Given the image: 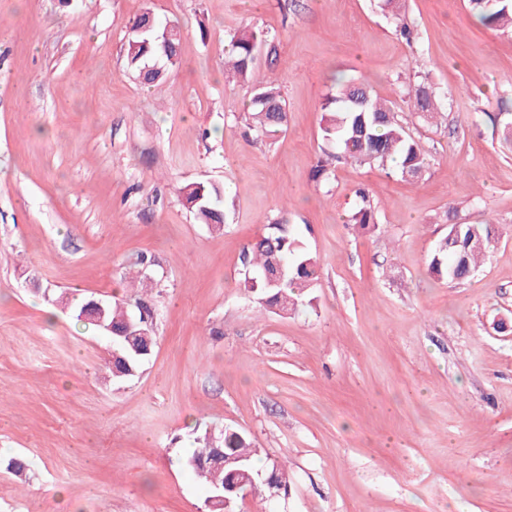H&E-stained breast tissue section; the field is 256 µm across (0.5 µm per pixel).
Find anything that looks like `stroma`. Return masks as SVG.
Instances as JSON below:
<instances>
[{
    "instance_id": "stroma-1",
    "label": "stroma",
    "mask_w": 512,
    "mask_h": 512,
    "mask_svg": "<svg viewBox=\"0 0 512 512\" xmlns=\"http://www.w3.org/2000/svg\"><path fill=\"white\" fill-rule=\"evenodd\" d=\"M146 10L183 32L152 88L124 56ZM405 16L411 44L377 0H0V512H206L179 463L198 425L288 465L285 492L234 512H512V36L466 0ZM249 28L266 34L253 80L286 101L270 138L246 126L249 84L224 81V39ZM339 75L392 102L429 156L418 182L351 161L312 180ZM419 77L445 95L431 124L404 101ZM193 182L225 186L223 231L179 197ZM361 185L371 234L347 224ZM454 203L498 236L441 282L427 258ZM280 215L319 262L311 305L284 317L243 289ZM141 254L156 343L117 382L111 339L51 297L130 298Z\"/></svg>"
}]
</instances>
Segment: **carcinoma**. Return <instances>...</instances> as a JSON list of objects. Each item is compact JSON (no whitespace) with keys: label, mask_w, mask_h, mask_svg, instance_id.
<instances>
[{"label":"carcinoma","mask_w":512,"mask_h":512,"mask_svg":"<svg viewBox=\"0 0 512 512\" xmlns=\"http://www.w3.org/2000/svg\"><path fill=\"white\" fill-rule=\"evenodd\" d=\"M470 12L494 31L512 33V0H467ZM380 8L396 20V32L409 41L413 32L402 14L401 0H382ZM265 34L244 30L229 37L225 46L224 69L228 77L248 82L253 62ZM181 30L162 22L146 11L135 18L125 46L127 68L149 86L162 81L179 64ZM406 103L411 111L430 121L441 113L440 90L422 79L408 84ZM250 127L258 135H269L287 124L286 104L280 85L267 80L251 86L246 103ZM321 135L327 149L312 170L313 179L328 183L332 164L341 159L360 164L387 167L406 181H418L428 167L425 150L404 129L394 108L354 80H336V90L322 105ZM195 217L214 231L224 227V188L216 184L190 183L179 189ZM358 199L348 223L365 232L378 228L377 210L368 189L355 191ZM497 237L491 223L448 225V234L433 250L428 270L438 279L465 280L486 257ZM244 290L259 306L279 315H288L303 305V293L317 281V261L295 235L293 225L283 216L273 219L267 231L245 253ZM103 320L95 317L92 299L76 302L65 295L55 303L73 316L98 329L109 325L112 347V379L122 381L136 376L151 355L155 341V313L143 297L135 300V311L108 299H98ZM198 448L181 459L182 465L202 480L208 489L207 512H225L224 500H236L247 491L284 490L288 486L285 464L273 460L264 468L254 462L257 449L249 437L226 427L217 432L208 429L196 436Z\"/></svg>","instance_id":"1"}]
</instances>
